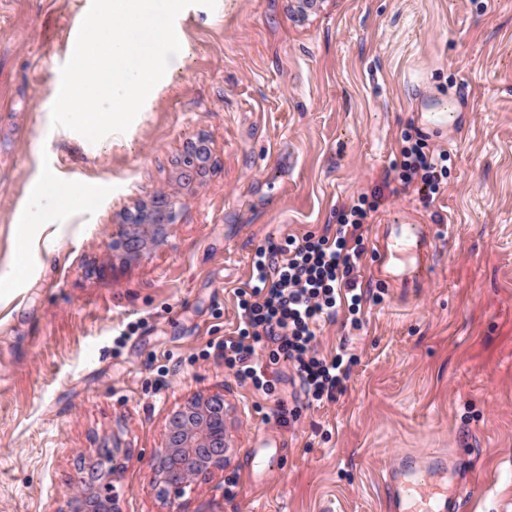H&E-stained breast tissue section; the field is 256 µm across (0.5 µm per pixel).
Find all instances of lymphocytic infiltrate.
Returning a JSON list of instances; mask_svg holds the SVG:
<instances>
[{"mask_svg": "<svg viewBox=\"0 0 512 512\" xmlns=\"http://www.w3.org/2000/svg\"><path fill=\"white\" fill-rule=\"evenodd\" d=\"M399 153L401 186L420 188L419 201L430 208L448 186L447 153L430 150L413 128L404 131ZM381 200L377 191L360 196L345 208L334 235L288 237L257 250L249 286L238 292L240 324L216 345L236 378L273 397L279 382L274 367L284 357L293 362L309 402L331 403L344 392L352 362L340 353L319 355L317 336L323 322L343 312L353 328L362 325V229Z\"/></svg>", "mask_w": 512, "mask_h": 512, "instance_id": "lymphocytic-infiltrate-1", "label": "lymphocytic infiltrate"}]
</instances>
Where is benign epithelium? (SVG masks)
Listing matches in <instances>:
<instances>
[{"mask_svg":"<svg viewBox=\"0 0 512 512\" xmlns=\"http://www.w3.org/2000/svg\"><path fill=\"white\" fill-rule=\"evenodd\" d=\"M209 155L211 151L205 139L189 142L180 180L185 184L200 182L203 163ZM153 200L156 205L152 208L141 207L126 216L129 231L125 233V242L132 253L139 252L143 246L146 228L151 227L158 234L176 219L172 195L160 193ZM228 452L223 399L211 398L175 411L169 419L163 448L155 456L160 495L178 494L197 477L224 466ZM107 488L108 472L93 469L77 489L76 501L84 512H114L113 499L103 494Z\"/></svg>","mask_w":512,"mask_h":512,"instance_id":"benign-epithelium-1","label":"benign epithelium"}]
</instances>
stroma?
Listing matches in <instances>:
<instances>
[{"instance_id": "stroma-1", "label": "stroma", "mask_w": 512, "mask_h": 512, "mask_svg": "<svg viewBox=\"0 0 512 512\" xmlns=\"http://www.w3.org/2000/svg\"><path fill=\"white\" fill-rule=\"evenodd\" d=\"M91 0H0V512H74L80 461L116 452L117 512H385L400 457L442 452L463 512H512V0H216L176 18L181 66L123 133L51 125L71 21ZM454 109L458 130L425 124ZM417 128L449 154L433 208L400 191L398 142ZM212 149L178 186L187 141ZM77 188L65 221L20 202L38 172ZM176 192L177 221L131 254L127 212ZM385 224L447 230L423 288L364 271V325H325L323 354L358 357L336 402L308 405L288 361L268 398L210 346L240 322L256 249L331 234L362 193ZM138 324L124 346L114 340ZM172 373L156 390L159 366ZM224 400L231 460L166 501L154 456L170 415ZM297 421L281 424V410ZM283 450L265 475L246 450Z\"/></svg>"}]
</instances>
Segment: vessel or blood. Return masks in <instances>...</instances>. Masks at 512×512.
<instances>
[{"mask_svg": "<svg viewBox=\"0 0 512 512\" xmlns=\"http://www.w3.org/2000/svg\"><path fill=\"white\" fill-rule=\"evenodd\" d=\"M443 231L440 224L385 225L378 269L382 280L403 289L423 287L432 273L434 249ZM446 466V459L431 451L395 464L388 475V512H460L463 497L449 495L447 484L436 478Z\"/></svg>", "mask_w": 512, "mask_h": 512, "instance_id": "vessel-or-blood-1", "label": "vessel or blood"}]
</instances>
